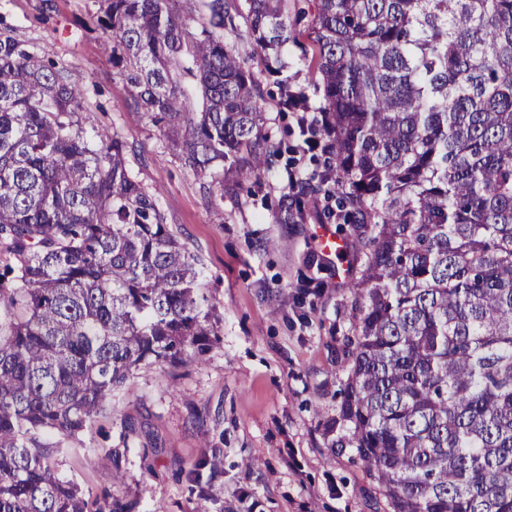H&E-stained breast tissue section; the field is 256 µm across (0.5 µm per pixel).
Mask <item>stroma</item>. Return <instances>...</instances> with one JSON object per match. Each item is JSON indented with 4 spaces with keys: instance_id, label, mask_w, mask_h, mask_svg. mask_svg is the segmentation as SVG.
I'll return each mask as SVG.
<instances>
[{
    "instance_id": "1",
    "label": "stroma",
    "mask_w": 512,
    "mask_h": 512,
    "mask_svg": "<svg viewBox=\"0 0 512 512\" xmlns=\"http://www.w3.org/2000/svg\"><path fill=\"white\" fill-rule=\"evenodd\" d=\"M52 4L41 24L42 0H0V19L63 63L90 104L102 105L98 122L121 131L133 168L160 190L174 232L205 265L222 329L201 365L137 371L111 411L59 455L62 473L86 500L109 490L134 502V512H388L355 449L336 445L340 360L361 260L325 252L322 234L344 244L348 226L321 217L316 206L303 223H275L284 186L277 167L262 174L260 192L245 185L237 202L208 204L159 129L124 109L109 40L80 23L91 0ZM306 5L288 0L295 39L283 55L291 83L310 92L315 76L295 46L311 31V16L298 14ZM264 118L272 138L294 151L298 173L311 174L317 164L300 149L294 114L271 104ZM111 447L124 451L117 481L106 457ZM87 456L98 457L96 468L82 467Z\"/></svg>"
}]
</instances>
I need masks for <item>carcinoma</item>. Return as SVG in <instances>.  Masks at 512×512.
<instances>
[{"mask_svg":"<svg viewBox=\"0 0 512 512\" xmlns=\"http://www.w3.org/2000/svg\"><path fill=\"white\" fill-rule=\"evenodd\" d=\"M124 108L219 207L281 145L264 84L323 170L284 185L352 226L364 258L336 426L392 512H512V0H309L320 105L283 76L288 0H92ZM61 62L0 26V512L92 504L58 455L147 363L221 335L204 266L127 141Z\"/></svg>","mask_w":512,"mask_h":512,"instance_id":"carcinoma-1","label":"carcinoma"}]
</instances>
